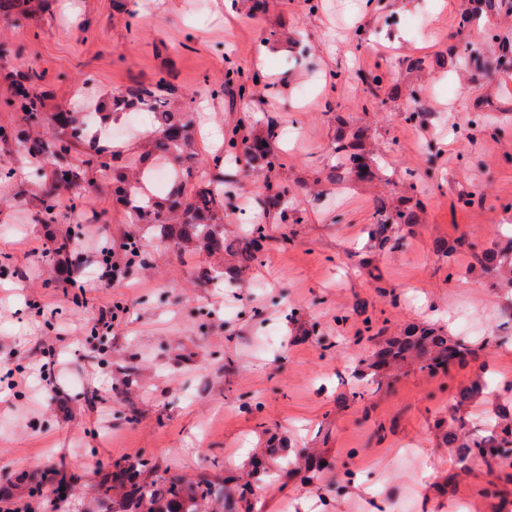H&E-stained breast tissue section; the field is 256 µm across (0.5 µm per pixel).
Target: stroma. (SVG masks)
<instances>
[{"label": "stroma", "mask_w": 512, "mask_h": 512, "mask_svg": "<svg viewBox=\"0 0 512 512\" xmlns=\"http://www.w3.org/2000/svg\"><path fill=\"white\" fill-rule=\"evenodd\" d=\"M27 0L16 24L0 20V126L12 76L36 69L47 109L77 89L111 99L132 81L173 83L213 129L292 132L274 171L232 170L233 235L258 210L267 181L287 185L300 223L270 221L271 244L237 288L201 287L206 254L148 247L147 268L97 279L99 250L120 252L132 228L111 173L91 169L83 200L58 196L42 223L37 175L13 141L0 140V503L11 512H97L98 485L114 463L148 460L188 478L247 477L324 461L308 481L254 483L253 512H512V480L479 463L456 468L438 421L461 410L469 431L490 409L458 405L477 376L512 383V324L500 278L466 240L487 248L512 235V0ZM234 67L246 97L211 95ZM381 76L372 84V76ZM416 121H407L408 113ZM362 131L373 180L330 185L337 131ZM413 216L411 235L384 251L366 227L378 209ZM68 240L66 252H56ZM364 304L365 313L355 311ZM112 327L94 331L101 316ZM413 323L474 342L500 337L477 360L437 375L411 364L365 372L370 331ZM442 469L426 497L423 464Z\"/></svg>", "instance_id": "1"}]
</instances>
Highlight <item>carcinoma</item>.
<instances>
[{
    "mask_svg": "<svg viewBox=\"0 0 512 512\" xmlns=\"http://www.w3.org/2000/svg\"><path fill=\"white\" fill-rule=\"evenodd\" d=\"M41 75L30 71L16 82L10 105L23 112L28 126L39 131L31 136L24 129L7 132L0 127V139L13 138L28 161L44 171L36 198L44 223L55 221L57 198L61 190L72 193L75 200L88 195L94 180L87 177L85 166L95 162L100 170L112 172L115 194L134 212L138 232L126 237L123 248L132 257L128 268L144 261L150 232L162 243L174 246L178 252H199L207 255L229 254L237 265L225 271L203 268L198 280L206 286L218 279H240L243 272L260 261L270 237L264 224H251L240 237L224 236L226 200L230 192L224 189V171L219 165L215 174L198 172L200 152L196 139V119L193 113L178 105L177 88L166 78L153 85L134 82L112 95V107L127 111H145L151 114L153 130L146 136L143 151L134 159L122 160L119 152L102 144V136L109 127L107 114L96 112L95 125L87 124L81 111L44 110V94L37 91ZM233 129L224 142V158L231 160L242 154L247 163L260 170L272 171L278 161L277 144L280 132L270 120L266 129L248 138H238ZM336 165L330 168L326 181L340 183L345 175L372 176L368 152L364 145H355L336 139ZM83 153L84 164L71 161V153ZM172 161V184L167 195L154 198L146 195L134 199L144 188L152 167L150 161ZM265 209L274 212L280 220H287L288 187L267 182ZM412 227V215L398 211L393 215L379 210V219L367 228L370 241L381 249L392 244L398 246L404 236L398 226ZM459 246L472 251L477 264L486 272L499 270L512 264V240L500 248H487L478 253L474 245L460 241ZM496 336L487 337L477 346L470 341L450 336L440 329L410 326L404 335L390 338L372 356L369 368L385 372L408 359L420 362L421 369L435 375L446 373L455 364L475 360L486 346L498 344ZM449 444H458V458L463 464L480 461L492 471L502 468L512 458V421L468 435L457 442L456 431L444 435ZM148 463L140 467L124 468L115 465L112 473L114 485L104 487L100 512H199L203 503L218 505L216 512H236L240 502H248L253 494L250 485L239 486L229 482H215L205 474L192 481L177 474L148 481L142 478Z\"/></svg>",
    "mask_w": 512,
    "mask_h": 512,
    "instance_id": "cac0c4a2",
    "label": "carcinoma"
}]
</instances>
